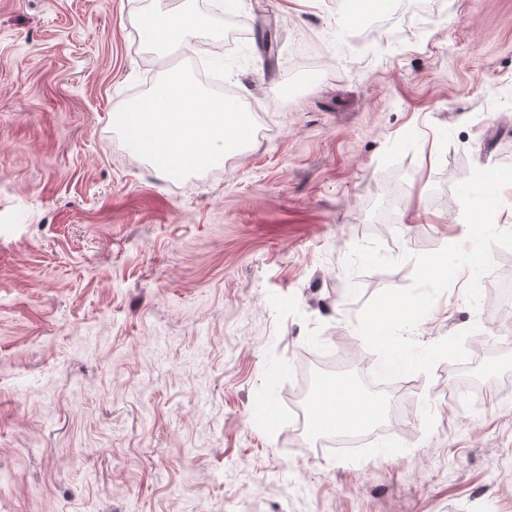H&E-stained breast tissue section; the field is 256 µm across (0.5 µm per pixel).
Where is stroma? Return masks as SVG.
<instances>
[{
	"label": "stroma",
	"instance_id": "obj_1",
	"mask_svg": "<svg viewBox=\"0 0 512 512\" xmlns=\"http://www.w3.org/2000/svg\"><path fill=\"white\" fill-rule=\"evenodd\" d=\"M159 5L204 15L192 50L144 39ZM217 5L0 0V512H512V388L472 407L439 361L379 392L403 422L357 454L290 411L320 358L364 385V305L466 244L456 185L512 164V0ZM201 47L251 135L171 175L112 113L197 80ZM371 238L402 265L348 274ZM492 257L478 308L461 270L412 336L467 331L506 381L512 249Z\"/></svg>",
	"mask_w": 512,
	"mask_h": 512
}]
</instances>
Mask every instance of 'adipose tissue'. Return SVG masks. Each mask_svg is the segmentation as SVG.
Segmentation results:
<instances>
[{"instance_id": "ef3b65f1", "label": "adipose tissue", "mask_w": 512, "mask_h": 512, "mask_svg": "<svg viewBox=\"0 0 512 512\" xmlns=\"http://www.w3.org/2000/svg\"><path fill=\"white\" fill-rule=\"evenodd\" d=\"M202 18L189 12L156 9L144 30L146 40L158 45L188 44ZM133 127L129 139L144 157L167 171L208 166L214 145L234 150L244 137L242 112L225 101L203 94L190 80L171 73L145 101L126 107ZM315 419H331L337 426L361 428L380 413L369 397L336 383L320 390L310 404Z\"/></svg>"}]
</instances>
